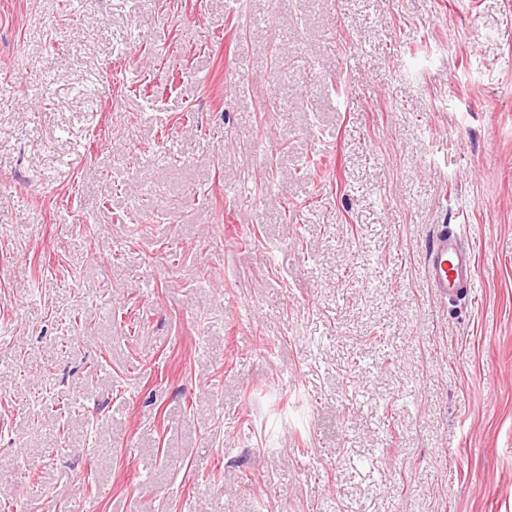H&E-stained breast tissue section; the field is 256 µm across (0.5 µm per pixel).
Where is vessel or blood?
I'll return each mask as SVG.
<instances>
[{"label":"vessel or blood","mask_w":512,"mask_h":512,"mask_svg":"<svg viewBox=\"0 0 512 512\" xmlns=\"http://www.w3.org/2000/svg\"><path fill=\"white\" fill-rule=\"evenodd\" d=\"M426 267L433 288L454 298L468 294L475 286L476 258L461 243L460 234L442 226L426 250Z\"/></svg>","instance_id":"vessel-or-blood-1"}]
</instances>
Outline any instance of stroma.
Listing matches in <instances>:
<instances>
[{
	"mask_svg": "<svg viewBox=\"0 0 512 512\" xmlns=\"http://www.w3.org/2000/svg\"><path fill=\"white\" fill-rule=\"evenodd\" d=\"M68 2L0 0V512H512V0ZM426 267L433 288L448 298L465 296L475 286V254L450 225H442L428 244Z\"/></svg>",
	"mask_w": 512,
	"mask_h": 512,
	"instance_id": "1",
	"label": "stroma"
}]
</instances>
